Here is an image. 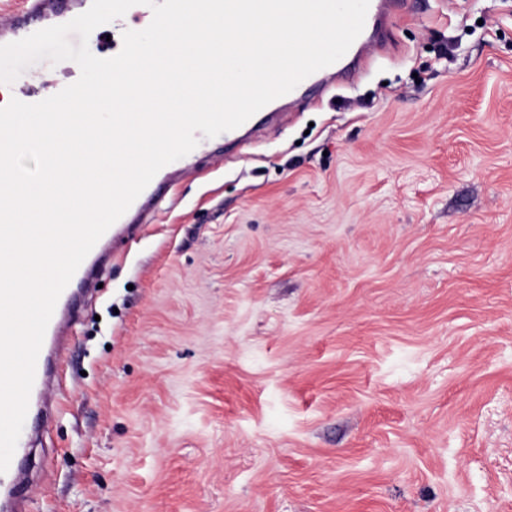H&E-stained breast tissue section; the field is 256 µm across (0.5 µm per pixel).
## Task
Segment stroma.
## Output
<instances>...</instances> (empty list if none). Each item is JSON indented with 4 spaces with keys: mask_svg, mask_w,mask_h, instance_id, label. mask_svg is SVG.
I'll list each match as a JSON object with an SVG mask.
<instances>
[{
    "mask_svg": "<svg viewBox=\"0 0 512 512\" xmlns=\"http://www.w3.org/2000/svg\"><path fill=\"white\" fill-rule=\"evenodd\" d=\"M176 165L73 283L28 512H512V0Z\"/></svg>",
    "mask_w": 512,
    "mask_h": 512,
    "instance_id": "stroma-1",
    "label": "stroma"
}]
</instances>
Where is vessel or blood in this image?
<instances>
[{
  "label": "vessel or blood",
  "instance_id": "vessel-or-blood-1",
  "mask_svg": "<svg viewBox=\"0 0 512 512\" xmlns=\"http://www.w3.org/2000/svg\"><path fill=\"white\" fill-rule=\"evenodd\" d=\"M403 2L404 0H370L364 29L352 44L355 59H362L377 46L375 29L390 18L394 6ZM91 3L92 0H25L22 8L1 10L0 45L20 40L43 28L66 23L88 10ZM64 86L58 69H46L35 76L30 88L21 91L18 98L25 103H36L41 101L43 92L55 94ZM176 175L177 172L172 167H163L121 216V223L130 224L141 220ZM70 312L67 295H60L47 327L52 338H60ZM47 358V352L39 353L31 390L32 396L36 397L38 405L42 407L47 404L45 392L50 382L46 372ZM20 481L21 476L15 469L0 473V503L4 504L7 512H25L26 505L16 494Z\"/></svg>",
  "mask_w": 512,
  "mask_h": 512
}]
</instances>
